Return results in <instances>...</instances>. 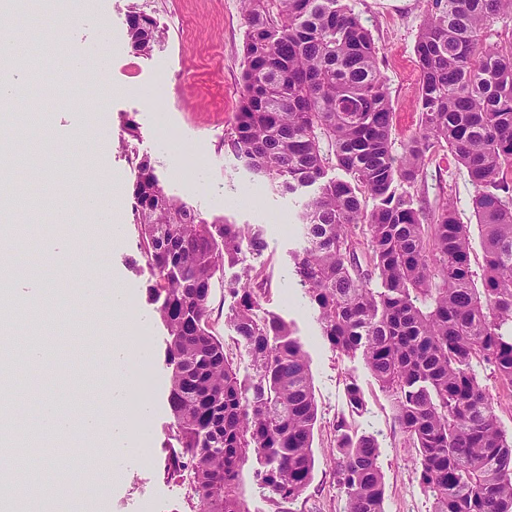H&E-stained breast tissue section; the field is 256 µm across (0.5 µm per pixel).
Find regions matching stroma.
I'll list each match as a JSON object with an SVG mask.
<instances>
[{"instance_id":"1","label":"stroma","mask_w":512,"mask_h":512,"mask_svg":"<svg viewBox=\"0 0 512 512\" xmlns=\"http://www.w3.org/2000/svg\"><path fill=\"white\" fill-rule=\"evenodd\" d=\"M133 1L167 31L165 41L148 56L133 54L128 45L126 14ZM344 2L379 49V70L394 108L392 144L394 150H401L419 130L420 72L415 45L427 0ZM65 7L80 13V22L55 32V51L46 59V71L24 85V107L7 116L8 126L16 131L27 124L30 114H39L44 121L33 154L9 178L22 191L36 184L35 196L42 201L40 208L19 217L28 235L24 250L34 257L24 277L48 290L59 281L66 288L79 289V282L68 278L66 269L55 268L43 256L42 242L56 236L62 221L96 223L94 214L78 208L76 196L94 192L100 173H107L120 188L121 206L112 215L119 236L107 241L103 251L109 270L131 289L132 300L128 307L108 315L78 303L75 319L54 343L63 359L84 372L88 384L107 385L111 377L97 365L111 358L114 342L121 337L118 320L127 318L145 355L142 371L151 405L149 458L128 451L115 456L100 444L78 440V450L110 466L116 475L107 498L88 492L89 512H192L191 494L164 473L173 445L168 401L171 371L164 362L167 330L147 297L151 270L140 256L131 222L132 160L137 156L149 158L168 192L192 204L203 216L260 230L263 249L246 252L236 266L225 268L224 278L260 275L265 288L259 295L258 317L283 318L304 344L318 408L313 476L296 502L278 505L267 487L256 480L255 459H247L240 479L250 512H344L345 496L336 482L332 453L341 420L358 433L373 435L378 443L385 512H432V500L416 478V452L395 418L390 395L372 377L362 356L333 349L321 335L315 312L296 283L293 256L304 246L296 219L301 195L272 191L218 148L231 128L241 93V0H67ZM69 54L81 56L94 73L93 82L79 97L69 94V76L57 64L59 57ZM160 82L167 86L165 97L152 100L142 95V88ZM94 102L101 112L97 138L88 143L80 135L81 114ZM126 117L138 123L139 136L125 149L121 143ZM94 148L104 152L103 169H96L87 158ZM398 190L410 195L415 206L426 209L450 200L458 219L471 227V264L481 267V231L474 224L471 207L475 190L450 153H437L422 181L400 184ZM212 293V329L223 339L224 352L239 379H251L252 354L227 322L236 299L218 285ZM352 382L363 392L364 405L359 409L348 401L347 386Z\"/></svg>"}]
</instances>
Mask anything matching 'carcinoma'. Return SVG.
Segmentation results:
<instances>
[{"label": "carcinoma", "mask_w": 512, "mask_h": 512, "mask_svg": "<svg viewBox=\"0 0 512 512\" xmlns=\"http://www.w3.org/2000/svg\"><path fill=\"white\" fill-rule=\"evenodd\" d=\"M243 3L242 91L221 147L282 195L317 186L297 214L305 247L294 275L322 335L361 353L393 397L433 512H512V437L476 371L484 365L512 385V38L486 42L495 20L512 16V0H428L415 46L420 130L398 154L378 49L343 0ZM129 17L134 51L165 37L139 8ZM439 147L475 188L479 273L470 225L448 201L416 208L395 187L415 183ZM336 168L350 180L328 177ZM134 169L131 224L169 335L176 446L165 474L191 476L199 512H249L240 468L251 453L256 479L293 503L312 478L317 422L303 344L282 319H256L257 275L232 284L239 300L227 317L251 350L252 381L239 380L210 323L215 281L245 251L262 249L260 231L205 218L168 193L148 159ZM16 325L6 299L7 357L16 355ZM336 429L345 512H384L375 438L343 420Z\"/></svg>", "instance_id": "obj_1"}]
</instances>
